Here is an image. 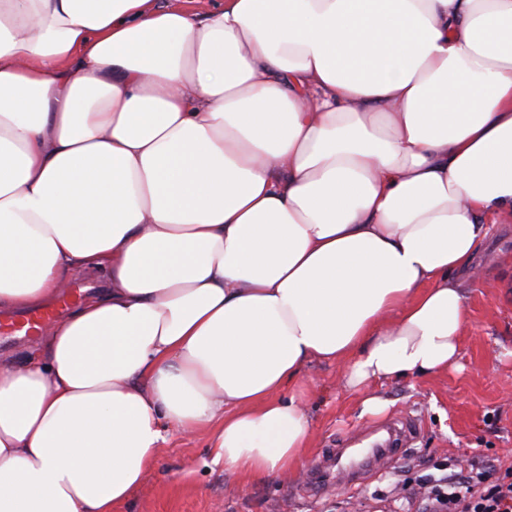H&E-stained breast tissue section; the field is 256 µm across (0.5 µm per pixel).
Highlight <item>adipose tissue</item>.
<instances>
[{"label": "adipose tissue", "mask_w": 512, "mask_h": 512, "mask_svg": "<svg viewBox=\"0 0 512 512\" xmlns=\"http://www.w3.org/2000/svg\"><path fill=\"white\" fill-rule=\"evenodd\" d=\"M512 221V0H0V512H114L172 432L302 463L304 367L447 371ZM104 287V281L96 271H82L75 273L70 281L68 291L78 292L76 297L71 296L68 300V304L64 306L63 310L59 312L57 316L56 310L45 311L39 315H35L27 320V329L35 327L40 322H46L50 319L49 323H46L40 330L36 329L33 331L31 336H24L21 333L14 332L15 327L12 324L22 323L26 318L31 315L53 308L59 304L60 301L53 303L43 309H38L35 312L26 313L23 315L5 316L0 314V357L13 360L16 365H20L24 362L25 357L29 354V348L38 340V336L41 335V331L44 330L49 324L64 317L67 312L86 298L88 295L100 292Z\"/></svg>", "instance_id": "adipose-tissue-1"}]
</instances>
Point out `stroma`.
I'll return each instance as SVG.
<instances>
[{
  "mask_svg": "<svg viewBox=\"0 0 512 512\" xmlns=\"http://www.w3.org/2000/svg\"><path fill=\"white\" fill-rule=\"evenodd\" d=\"M468 316L456 363L448 371L342 386L343 368L313 363L303 371L312 434L302 465L281 478L230 477L209 446L208 433L170 434L156 466L116 512H418L427 480L479 463L512 467V222L492 225L474 264L462 272ZM388 404L363 413L364 396ZM413 419L411 447L362 472L366 449L347 450L331 475L313 479L319 462L358 431Z\"/></svg>",
  "mask_w": 512,
  "mask_h": 512,
  "instance_id": "stroma-1",
  "label": "stroma"
}]
</instances>
